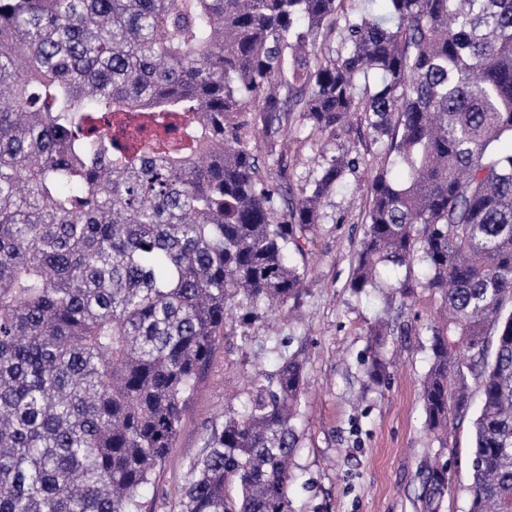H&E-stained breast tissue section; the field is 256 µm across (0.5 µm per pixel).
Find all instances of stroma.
<instances>
[{"label": "stroma", "mask_w": 512, "mask_h": 512, "mask_svg": "<svg viewBox=\"0 0 512 512\" xmlns=\"http://www.w3.org/2000/svg\"><path fill=\"white\" fill-rule=\"evenodd\" d=\"M319 151L316 139L291 131L294 189L304 186ZM370 176L365 166L348 176L327 199L324 220L302 239L308 276L298 299L261 315L244 333L216 342L170 454L138 496L136 512H181V489L207 433L220 417L243 414L253 379L275 371L282 354L294 351L305 362V385L295 421L293 512H421L423 463L436 455L449 461L454 454L460 461L452 464V489L439 512H467L471 477L465 458L471 430L461 426L452 438L453 450H440L425 428L420 402L430 365L425 326L438 296L417 291L405 314L413 331L389 337L384 349L391 361L387 385L372 391L364 384L367 332L385 310L380 292L357 293L349 286L364 238Z\"/></svg>", "instance_id": "35a3bbf8"}]
</instances>
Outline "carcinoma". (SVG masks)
<instances>
[{
	"label": "carcinoma",
	"instance_id": "cac0c4a2",
	"mask_svg": "<svg viewBox=\"0 0 512 512\" xmlns=\"http://www.w3.org/2000/svg\"><path fill=\"white\" fill-rule=\"evenodd\" d=\"M355 2L0 0V512H130L216 339L300 291V239L369 163L324 152L296 193L288 131L354 115L384 160L350 287L439 295L427 430L470 422L467 512H512V0ZM303 386L285 357L212 428L181 512H292ZM421 478L438 512L448 464Z\"/></svg>",
	"mask_w": 512,
	"mask_h": 512
}]
</instances>
